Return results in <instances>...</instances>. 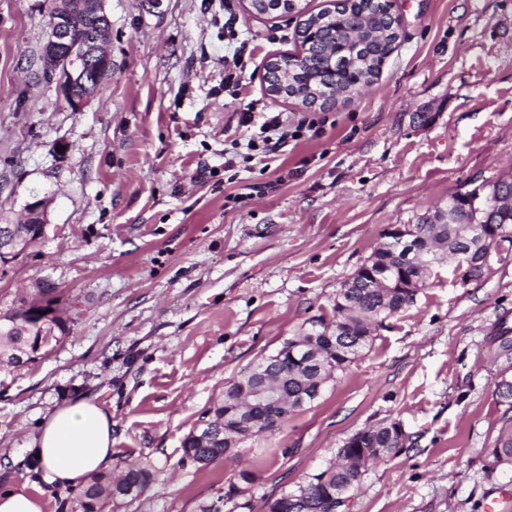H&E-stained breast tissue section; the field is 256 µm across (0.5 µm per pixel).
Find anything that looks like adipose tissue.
Instances as JSON below:
<instances>
[{
	"label": "adipose tissue",
	"instance_id": "1",
	"mask_svg": "<svg viewBox=\"0 0 512 512\" xmlns=\"http://www.w3.org/2000/svg\"><path fill=\"white\" fill-rule=\"evenodd\" d=\"M33 451L45 483L81 488L112 466V414L92 400L59 406L40 422Z\"/></svg>",
	"mask_w": 512,
	"mask_h": 512
}]
</instances>
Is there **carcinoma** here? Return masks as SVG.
<instances>
[{
  "label": "carcinoma",
  "instance_id": "1",
  "mask_svg": "<svg viewBox=\"0 0 512 512\" xmlns=\"http://www.w3.org/2000/svg\"><path fill=\"white\" fill-rule=\"evenodd\" d=\"M392 15V0H343L332 10L309 16L299 31L302 52L283 57L291 72H271L268 84L275 85L284 78L327 100L332 86L342 81L353 93L374 82L395 48V40L385 33ZM425 217L424 213L419 215L412 224L410 237L416 243V253L410 260H404V253L392 244H383L341 284L332 319H312L309 327L301 329L304 339L318 336L320 355L309 348L307 356L299 357L296 364L288 341L276 349L288 362V371L283 374L272 363L273 371L264 372L261 378L288 396L291 414L311 406L320 398L318 386L344 371L371 344L373 325H382L416 302L440 255L463 259L466 253H476L488 244L463 211L456 224H426ZM477 218L490 222L489 228L499 230L501 238H512V214L504 217L495 201H485ZM41 236L39 224H0V252L10 254L15 245L27 249ZM384 271L389 272V287L377 288L375 277ZM60 302L59 288L44 281L37 284L33 294L0 313V369L33 362L53 349L66 331V321L58 314ZM46 310L50 314H44ZM240 398L235 384L224 387L222 399L208 410L211 424L207 441L202 444L187 434L182 441L183 458L205 467L224 457V414ZM399 439L390 421L355 432L323 469L285 492L293 499L288 512H330V503L348 498L358 487L366 465L399 453ZM487 457L488 473L512 471V416L504 420ZM153 481L152 468L145 463L127 468L117 480L109 473L95 475L81 491L78 507L80 512H97L99 504L106 501H132Z\"/></svg>",
  "mask_w": 512,
  "mask_h": 512
}]
</instances>
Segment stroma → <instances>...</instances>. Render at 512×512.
I'll use <instances>...</instances> for the list:
<instances>
[{"instance_id": "35a3bbf8", "label": "stroma", "mask_w": 512, "mask_h": 512, "mask_svg": "<svg viewBox=\"0 0 512 512\" xmlns=\"http://www.w3.org/2000/svg\"><path fill=\"white\" fill-rule=\"evenodd\" d=\"M393 3L401 36L379 77L323 109L267 90L268 61L301 49L299 17L254 15L245 0H107L112 72L74 112L40 74L49 0H0V224L37 199L47 211L44 237L0 269V310L47 279L69 327L47 356L0 370V489L37 481L38 423L87 397L112 413L114 463L154 472L137 500L102 512H234L224 493L243 470L261 512L390 420L411 441L369 466L346 512H512V479L485 469L512 407L494 340L512 312L507 240L479 277L435 265L416 303L281 430L206 467L182 457L226 384L332 317L384 231L512 176V0ZM238 46L243 83L228 91ZM254 100L331 126L247 151L239 119Z\"/></svg>"}]
</instances>
